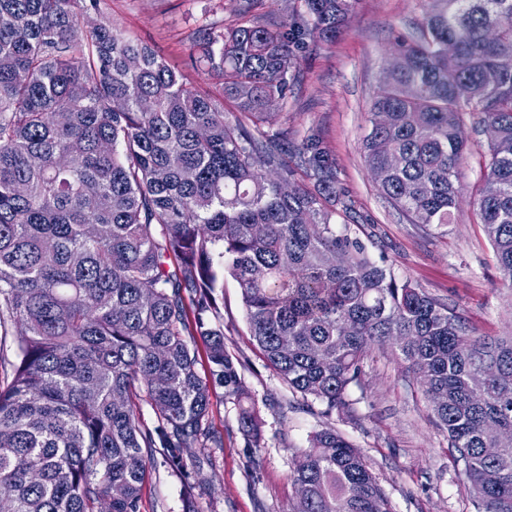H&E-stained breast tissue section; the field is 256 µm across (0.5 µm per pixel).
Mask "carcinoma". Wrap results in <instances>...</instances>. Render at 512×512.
Instances as JSON below:
<instances>
[{
  "label": "carcinoma",
  "mask_w": 512,
  "mask_h": 512,
  "mask_svg": "<svg viewBox=\"0 0 512 512\" xmlns=\"http://www.w3.org/2000/svg\"><path fill=\"white\" fill-rule=\"evenodd\" d=\"M99 2L0 0V334L18 335L0 386V498L11 512H138L148 449H165L178 470L184 449L221 447L189 337L237 400L243 430L259 435L217 323L226 272L268 365L330 411L347 405L372 344L391 343L412 372L425 369L430 409L478 512H512V338L469 332L336 232L351 205L320 135L293 146L315 181L306 189L288 165V129H265L269 104L288 100L299 31L258 18L199 30L197 61L221 81L217 97L115 24L81 27ZM357 3L302 0L309 32L333 41ZM398 52L406 64L374 100L366 166L410 223L450 224L463 114L495 126L476 207L512 283V0H428ZM482 367L492 375L476 388ZM141 393L157 415L152 431L132 407ZM496 429L506 443L489 459ZM490 467L501 472L493 486ZM291 479L292 512H391L365 459L334 430L311 437Z\"/></svg>",
  "instance_id": "carcinoma-1"
}]
</instances>
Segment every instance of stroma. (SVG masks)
<instances>
[{"label":"stroma","instance_id":"35a3bbf8","mask_svg":"<svg viewBox=\"0 0 512 512\" xmlns=\"http://www.w3.org/2000/svg\"><path fill=\"white\" fill-rule=\"evenodd\" d=\"M424 0H360L336 39L305 35L292 43L296 83L273 125L298 143L316 130L336 162L338 187L352 205L346 229L368 258L392 269L460 315L480 336H512V286L473 204L484 176L489 136L464 127L468 149L458 167L466 190L451 224H412L381 195L368 170L362 139L397 42L422 15ZM100 19L151 45L188 85L218 91L220 81L193 60L192 36L207 24L245 17L278 23L281 0H101ZM224 349L259 412L261 443L241 428L239 406L223 387L210 388L209 423L219 448H188L174 470L154 449L139 512H185L183 488L196 487L197 512H292L290 474L314 432L335 429L367 461L392 512H477L447 433L432 416L417 376L390 344L371 345L345 407L325 405L289 388L263 361L250 336L240 290L224 279Z\"/></svg>","mask_w":512,"mask_h":512}]
</instances>
